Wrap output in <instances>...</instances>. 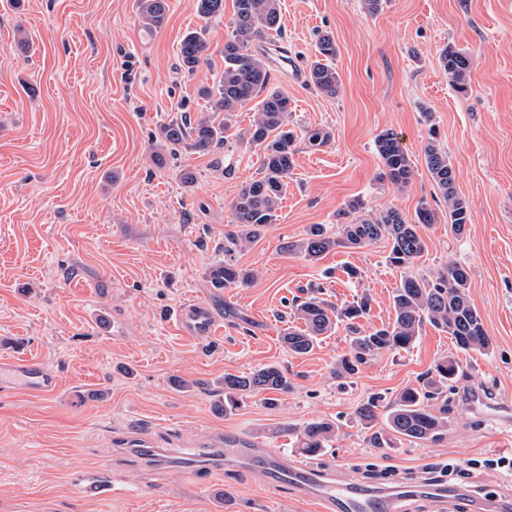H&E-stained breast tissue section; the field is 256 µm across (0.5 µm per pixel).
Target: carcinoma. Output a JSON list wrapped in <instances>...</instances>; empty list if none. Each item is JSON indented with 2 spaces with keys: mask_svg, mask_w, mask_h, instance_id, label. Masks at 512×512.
<instances>
[{
  "mask_svg": "<svg viewBox=\"0 0 512 512\" xmlns=\"http://www.w3.org/2000/svg\"><path fill=\"white\" fill-rule=\"evenodd\" d=\"M196 12L208 19L224 18V0H195ZM141 29L153 33L161 28L167 14L166 0H137ZM224 41V69L211 86L199 94L206 102L205 110L194 117L182 115L159 126L155 135V158H177L184 153L212 154L224 147L226 133L234 113L249 103L255 112L246 137L249 146L262 155L261 177L242 184L232 203L234 229L224 234V260L207 270L211 286L217 289L240 288L252 283L257 274L242 269L233 254L253 242L278 218L277 211L288 187L298 142L318 150L330 141L323 128H307L297 135L290 128L292 112L288 96L272 87L269 53L282 52L277 43L264 45L270 32H281L279 0H234V14ZM210 41L207 31L191 30L179 44L180 67L189 75L209 59ZM336 42L325 33L316 42L315 60L309 63L310 84L321 94L333 96L340 77L334 67ZM440 65L448 73V81L460 93L468 90L472 66L469 54L450 45L440 53ZM379 159L392 185L402 189L411 182L413 161L393 131L384 130L375 138ZM428 173L446 203L448 226L462 235L471 220L467 200L456 189V175L442 149L438 132L430 127L423 148ZM342 223L330 233L323 224L310 225L305 235L284 243V250L313 262L337 248L360 249L381 240L388 241L387 263L402 272L393 292L394 319L381 327L363 328L371 299L361 295L356 301L337 307L321 298L318 289H310L292 304V318L297 325L281 330V341L295 355H307L323 337L339 326L350 333V351L336 362V377L349 378L359 366L385 351H406L419 339L425 324L442 330L461 351L487 352L492 349L482 317L471 303L469 273L452 263L430 276H416L413 270L423 256L425 243L419 227L435 224L438 213L426 206L416 211L413 220L396 208L376 214L364 213V204L354 199L347 210L338 214ZM459 362L452 356L440 358L417 387L402 389L389 409L379 412V399L372 397L360 403L355 418L366 427L375 425L385 415L387 434L376 433L371 441L376 448H392L397 442L434 439L447 425L446 409L435 411L430 401L444 393V388L459 373ZM224 393L218 409L228 415L235 412L243 398L255 392L286 393L292 389L288 376L277 366L268 365L247 375H224ZM336 424L317 420L288 429L295 435L297 449L306 456H321L336 436Z\"/></svg>",
  "mask_w": 512,
  "mask_h": 512,
  "instance_id": "cac0c4a2",
  "label": "carcinoma"
}]
</instances>
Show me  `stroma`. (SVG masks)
Returning a JSON list of instances; mask_svg holds the SVG:
<instances>
[{
    "label": "stroma",
    "mask_w": 512,
    "mask_h": 512,
    "mask_svg": "<svg viewBox=\"0 0 512 512\" xmlns=\"http://www.w3.org/2000/svg\"><path fill=\"white\" fill-rule=\"evenodd\" d=\"M233 2L224 0V21L207 22L194 0H167L163 27L149 35L137 0H0V336L9 342L0 357H32L60 377L45 394L0 391V512H320L290 488L268 496L260 470L204 457L224 434L297 459L280 429L317 419L340 426L321 460L341 480L374 488L461 461L451 480L475 488L474 497L448 505L420 497L402 502L403 512H482L486 500L511 498L512 473L467 462L512 452V0H381L373 15L359 0H281L278 41L300 66L275 61L274 83L295 125L325 128L331 139L316 152L299 148L277 221L235 253L258 279L216 289L206 270L224 258L230 205L261 169L245 139L253 108L236 112L217 153L161 165L151 154L160 123L203 110L197 90L224 67ZM20 27L31 37L26 51L14 42ZM200 28L210 59L187 75L179 43ZM325 31L337 45L333 97L308 83ZM450 44L473 59L464 94L440 65ZM432 126L471 221L460 236L444 218L421 227L417 271L467 268L493 349L456 352L448 333L427 325L411 350L383 353L339 383L345 332L296 357L280 339L282 317L301 290L319 286L335 304L370 293L367 323L382 325L393 317L400 272L383 241L314 262L282 245L309 225L335 227L355 198L373 214L395 207L412 218L423 204L443 211L423 157ZM384 130L398 134L414 163L400 190L375 150ZM184 165L192 184L180 179ZM348 265L360 280H348ZM193 300L215 316V335L179 332L174 314ZM451 354L458 378L432 403L446 408V431L373 447L353 419L356 406L392 400ZM267 365L293 384L275 406L259 393L233 414L217 411L225 374ZM176 378L189 389H175ZM476 389L498 410L475 411L468 396Z\"/></svg>",
    "instance_id": "1"
}]
</instances>
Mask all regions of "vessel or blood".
Instances as JSON below:
<instances>
[{"label": "vessel or blood", "mask_w": 512, "mask_h": 512, "mask_svg": "<svg viewBox=\"0 0 512 512\" xmlns=\"http://www.w3.org/2000/svg\"><path fill=\"white\" fill-rule=\"evenodd\" d=\"M179 330L190 336L212 335L216 320L202 303L185 304L176 317ZM55 373L36 360H1L0 388L43 393L55 390ZM224 457L250 463L264 469L269 475L268 487L279 491L292 487L308 499L319 501L321 512H400V504L412 497L417 487L405 481L393 495L381 492H363L349 484L335 482L330 474L312 461H294L276 451H262L249 440L225 437Z\"/></svg>", "instance_id": "vessel-or-blood-1"}]
</instances>
